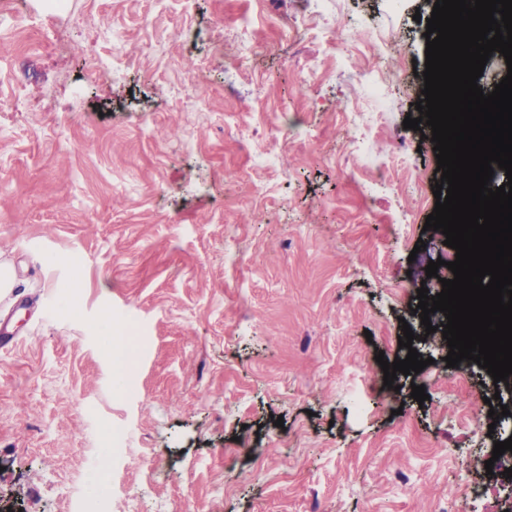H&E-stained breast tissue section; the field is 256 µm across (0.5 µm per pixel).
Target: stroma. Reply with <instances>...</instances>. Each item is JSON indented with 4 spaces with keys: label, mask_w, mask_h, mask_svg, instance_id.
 I'll list each match as a JSON object with an SVG mask.
<instances>
[{
    "label": "stroma",
    "mask_w": 512,
    "mask_h": 512,
    "mask_svg": "<svg viewBox=\"0 0 512 512\" xmlns=\"http://www.w3.org/2000/svg\"><path fill=\"white\" fill-rule=\"evenodd\" d=\"M26 2L28 38L0 26V498L440 512L482 481L486 377L449 378L414 314L448 252L436 153L403 126L434 0ZM406 325L429 364L373 392Z\"/></svg>",
    "instance_id": "obj_1"
}]
</instances>
